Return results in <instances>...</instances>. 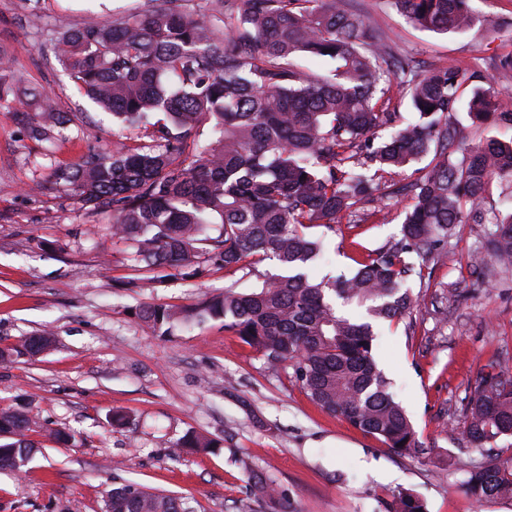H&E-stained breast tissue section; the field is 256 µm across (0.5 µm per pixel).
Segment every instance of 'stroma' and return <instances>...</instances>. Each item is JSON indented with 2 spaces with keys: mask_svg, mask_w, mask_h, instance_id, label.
I'll use <instances>...</instances> for the list:
<instances>
[{
  "mask_svg": "<svg viewBox=\"0 0 512 512\" xmlns=\"http://www.w3.org/2000/svg\"><path fill=\"white\" fill-rule=\"evenodd\" d=\"M364 5L394 49L479 64L496 91L512 94V76L490 61L512 51V0H472L486 22L465 34L414 27L391 0ZM142 7L143 0H0V45L13 51L18 77L73 117L46 146L26 138L14 109L0 108V407L36 421L29 433L36 451L24 471L0 470V512H105L108 490L126 481L185 497L196 512H388L402 489L428 512H512V498L479 506L463 485L473 467L512 458V435L490 449L464 435L478 377L493 362L512 368V267L489 276L467 267L482 248L484 225H460L429 287L409 279L411 313L377 328L374 359L422 455L394 454L322 410L223 322L156 336L132 316L143 304L189 306L228 286L246 289L276 270L267 260L253 270L153 282L133 267V242L113 236L108 212L55 186L57 169L112 150L125 134L70 80L51 50L54 34L90 16L106 22ZM389 204L386 222L336 224L311 275L351 267L355 244L375 249L399 240L407 201ZM449 285L459 288V302H442ZM46 331L49 349L14 353L19 340ZM116 411L128 415L127 425H111ZM57 428L72 440L58 443ZM190 430L216 439L218 449L171 460L172 443ZM251 470L286 491L282 504L250 494Z\"/></svg>",
  "mask_w": 512,
  "mask_h": 512,
  "instance_id": "obj_1",
  "label": "stroma"
}]
</instances>
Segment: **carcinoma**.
Here are the masks:
<instances>
[{"label": "carcinoma", "mask_w": 512, "mask_h": 512, "mask_svg": "<svg viewBox=\"0 0 512 512\" xmlns=\"http://www.w3.org/2000/svg\"><path fill=\"white\" fill-rule=\"evenodd\" d=\"M413 25L461 33L478 21L471 0H392ZM53 49L72 81L134 145L59 169L55 183L93 209H112L113 234L136 244L135 267L156 282L200 278L275 260L286 273L241 292L224 288L191 307L135 311L153 331L209 319L292 369L310 398L378 438L399 455L423 451L392 382L373 356L375 327L411 308L406 287L448 257L459 224H489L485 247L512 266V209L493 199L496 180L512 184V139L459 147L454 114L512 127V98L483 73L451 62L399 54L358 0H209L208 11H143L109 23L90 20L57 32ZM330 59L329 75L303 69L299 56ZM408 103L412 118L399 112ZM26 115L41 143L70 121L50 94L23 86L14 53L0 45V107ZM433 111H428V108ZM209 136H203L204 127ZM429 159L427 165L414 164ZM410 172V181L396 177ZM410 198L402 237L360 250L347 273L309 279L321 248L317 229L336 220L385 217L390 194ZM51 335L16 346L34 356ZM466 436L477 448L512 434V373L498 364L468 399ZM32 418L0 408V469L19 470L33 444ZM219 443L189 432L171 458ZM255 496L284 499L262 474L247 472ZM464 485L478 505L512 498V458L472 469ZM391 512H427L409 492ZM106 512H196L186 498L137 484L112 488Z\"/></svg>", "instance_id": "cac0c4a2"}]
</instances>
